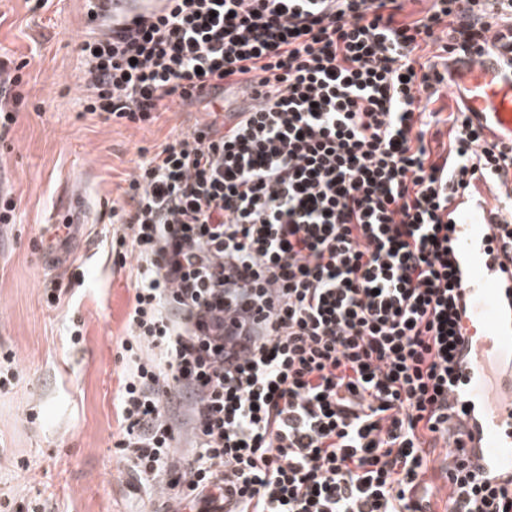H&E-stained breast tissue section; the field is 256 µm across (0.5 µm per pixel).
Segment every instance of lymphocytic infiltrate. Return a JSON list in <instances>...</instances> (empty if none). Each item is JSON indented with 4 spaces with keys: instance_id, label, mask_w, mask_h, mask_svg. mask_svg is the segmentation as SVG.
Here are the masks:
<instances>
[{
    "instance_id": "f902f5d3",
    "label": "lymphocytic infiltrate",
    "mask_w": 512,
    "mask_h": 512,
    "mask_svg": "<svg viewBox=\"0 0 512 512\" xmlns=\"http://www.w3.org/2000/svg\"><path fill=\"white\" fill-rule=\"evenodd\" d=\"M166 0L150 24L81 45L85 114L158 121L211 108L140 149L112 205L135 258L115 443L159 498L231 492L235 512H433L421 485L453 442L447 512H512V480L473 468L450 427L464 334L450 210L512 169L463 104L434 105L438 49L512 47V0ZM19 68L0 62V137ZM256 93L223 111L226 91ZM262 314L264 332L225 322ZM244 355L224 356L225 335ZM188 418L193 451L174 448Z\"/></svg>"
}]
</instances>
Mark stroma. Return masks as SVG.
Returning a JSON list of instances; mask_svg holds the SVG:
<instances>
[{"label":"stroma","mask_w":512,"mask_h":512,"mask_svg":"<svg viewBox=\"0 0 512 512\" xmlns=\"http://www.w3.org/2000/svg\"><path fill=\"white\" fill-rule=\"evenodd\" d=\"M84 0H0V60L26 61L24 102L0 140V189L17 202L0 227V352L13 351L18 375L0 391V512H164L140 489L113 444L123 371L120 340L133 294L131 267L109 254L112 203L139 148H155L206 117L203 105L172 104L150 127L107 125L85 115L80 44ZM85 210L61 244L83 264L61 306L44 286L68 271L46 263L69 195ZM85 322L71 345L70 319Z\"/></svg>","instance_id":"stroma-1"}]
</instances>
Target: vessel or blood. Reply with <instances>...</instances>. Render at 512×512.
<instances>
[{
  "instance_id": "1",
  "label": "vessel or blood",
  "mask_w": 512,
  "mask_h": 512,
  "mask_svg": "<svg viewBox=\"0 0 512 512\" xmlns=\"http://www.w3.org/2000/svg\"><path fill=\"white\" fill-rule=\"evenodd\" d=\"M95 16L132 15L153 20L160 0H87ZM452 90L474 124L491 137L512 143V73L493 57L458 64ZM452 250L458 259L466 308L465 343L476 356L464 359L448 403L466 409L462 422L472 434L466 448L481 473L512 475V275H501L502 251H489L498 229L486 212L464 206L453 214Z\"/></svg>"
}]
</instances>
